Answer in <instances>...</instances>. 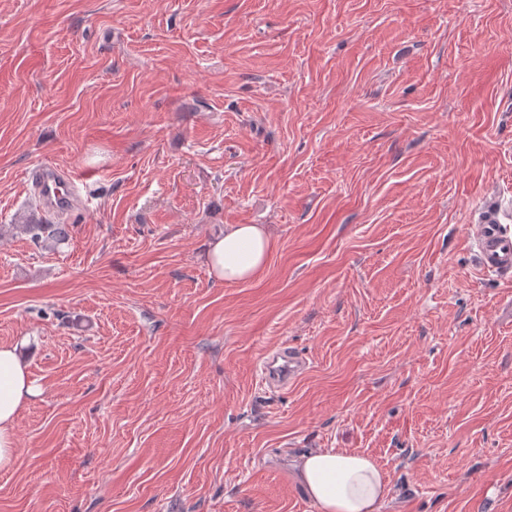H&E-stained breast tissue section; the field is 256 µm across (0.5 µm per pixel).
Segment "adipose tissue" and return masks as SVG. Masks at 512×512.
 I'll use <instances>...</instances> for the list:
<instances>
[{
	"label": "adipose tissue",
	"mask_w": 512,
	"mask_h": 512,
	"mask_svg": "<svg viewBox=\"0 0 512 512\" xmlns=\"http://www.w3.org/2000/svg\"><path fill=\"white\" fill-rule=\"evenodd\" d=\"M270 239L262 226L228 224L206 249L211 276L227 285L244 283L266 264ZM41 393L18 345L0 344V468L17 455L15 423ZM295 480L319 512H379L391 488L382 468L370 456L353 451L317 450L303 456Z\"/></svg>",
	"instance_id": "obj_1"
}]
</instances>
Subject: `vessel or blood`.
<instances>
[{"mask_svg":"<svg viewBox=\"0 0 512 512\" xmlns=\"http://www.w3.org/2000/svg\"><path fill=\"white\" fill-rule=\"evenodd\" d=\"M25 182L41 213L59 216L75 205L79 179L72 171L42 165L31 169ZM468 236L485 274H512V226L502 223L497 205H489L481 223L469 226ZM305 366L298 353L281 347L263 361L262 384L268 389L286 388L299 378Z\"/></svg>","mask_w":512,"mask_h":512,"instance_id":"obj_1","label":"vessel or blood"}]
</instances>
